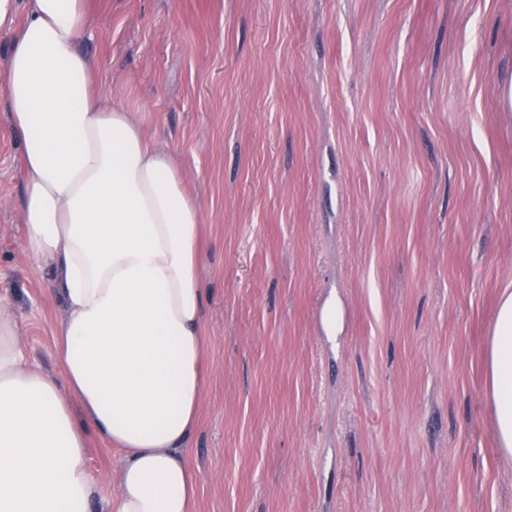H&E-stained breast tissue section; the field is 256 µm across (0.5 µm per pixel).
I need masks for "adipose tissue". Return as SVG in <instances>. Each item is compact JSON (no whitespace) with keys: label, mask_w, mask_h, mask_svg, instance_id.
<instances>
[{"label":"adipose tissue","mask_w":512,"mask_h":512,"mask_svg":"<svg viewBox=\"0 0 512 512\" xmlns=\"http://www.w3.org/2000/svg\"><path fill=\"white\" fill-rule=\"evenodd\" d=\"M88 24L87 0H0L24 247L55 270L66 308L55 378L26 359L0 302V512H91L93 436L122 455L107 512H194L185 449L204 388L201 211L177 158L103 98L80 47ZM485 363L496 446L512 458L510 290Z\"/></svg>","instance_id":"ef3b65f1"}]
</instances>
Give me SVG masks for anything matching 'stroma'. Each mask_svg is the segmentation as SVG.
<instances>
[{"label": "stroma", "mask_w": 512, "mask_h": 512, "mask_svg": "<svg viewBox=\"0 0 512 512\" xmlns=\"http://www.w3.org/2000/svg\"><path fill=\"white\" fill-rule=\"evenodd\" d=\"M82 49L203 219L197 512H512V0H89ZM0 77V300L61 371ZM341 317L322 328L327 298ZM489 403L495 420L494 437L500 453L512 458V291L501 295L486 350Z\"/></svg>", "instance_id": "1"}]
</instances>
